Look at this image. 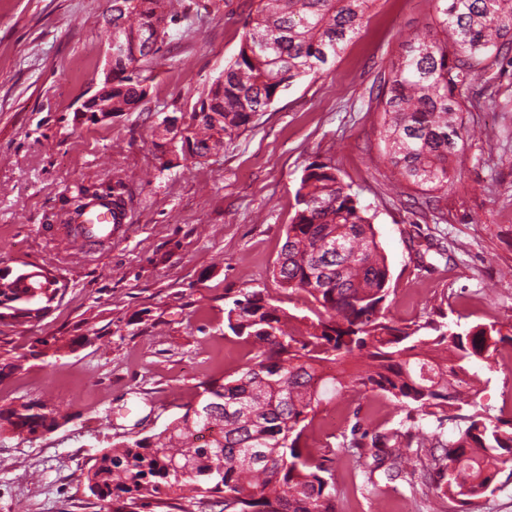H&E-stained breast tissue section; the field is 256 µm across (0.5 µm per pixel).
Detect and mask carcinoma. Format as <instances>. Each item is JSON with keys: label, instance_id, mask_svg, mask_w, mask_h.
<instances>
[{"label": "carcinoma", "instance_id": "cac0c4a2", "mask_svg": "<svg viewBox=\"0 0 512 512\" xmlns=\"http://www.w3.org/2000/svg\"><path fill=\"white\" fill-rule=\"evenodd\" d=\"M106 23L125 53L112 61L100 100L132 112L147 98L146 67L158 50L142 41L166 36L165 0H111ZM369 0H259L236 58L180 126L167 116L157 147L207 158L245 130L278 94L317 73L361 28ZM444 39L414 37L393 64L383 96L384 158L417 186L445 188L455 178L464 126L459 100L481 62L512 50V0H436ZM453 52H448V44ZM296 211L274 265L288 291L304 293L314 317L296 315L262 291H247L224 310L227 329L248 346L232 374L201 384L197 403L161 432L116 443L96 457L87 487L112 512L138 500L167 504L189 485L197 512H337L336 450H309L323 406L346 388L380 393L401 419L371 430L360 412L338 447L351 453L353 477L371 498L401 480L421 494L426 512H462L512 480V419L478 401L480 365L512 336L490 325L460 331L442 307L422 322L392 315L390 270L367 209L324 162H312L295 191ZM66 286L42 272L0 269V323L42 317ZM356 368L351 383L345 365ZM48 415L37 403L0 406V425L34 434ZM455 422L445 436V421Z\"/></svg>", "mask_w": 512, "mask_h": 512}]
</instances>
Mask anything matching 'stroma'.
<instances>
[{
    "label": "stroma",
    "instance_id": "stroma-1",
    "mask_svg": "<svg viewBox=\"0 0 512 512\" xmlns=\"http://www.w3.org/2000/svg\"><path fill=\"white\" fill-rule=\"evenodd\" d=\"M152 60V90L131 112L97 123L78 111L106 65L110 0H0V269L51 270L65 284L39 319L0 323L22 353L47 336L73 349L23 361L0 379V405L60 409L55 430L27 439L0 428V512H112L86 472L113 444L160 432L202 382L234 372L241 341L224 310L262 290L289 312L306 295L272 269L312 161L336 166L387 255L391 311L402 324L449 306L461 327L512 329V60L463 87L465 137L448 188L398 180L382 156L380 94L407 39L435 37V0H370L361 32L324 71L298 79L220 152L164 162L157 126L189 113L240 49L258 0H174ZM123 181L127 222L111 244L74 260L68 217L81 188ZM480 403L512 418V345L503 343ZM340 419L397 420L389 399L333 400ZM338 512H422L404 485L366 499L352 458L334 462Z\"/></svg>",
    "mask_w": 512,
    "mask_h": 512
}]
</instances>
